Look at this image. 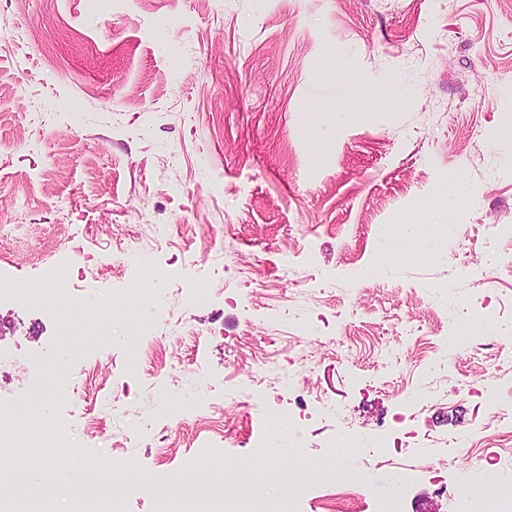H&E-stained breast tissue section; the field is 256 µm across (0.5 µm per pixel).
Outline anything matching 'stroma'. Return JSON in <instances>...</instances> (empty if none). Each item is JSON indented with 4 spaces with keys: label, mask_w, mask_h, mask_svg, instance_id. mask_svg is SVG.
<instances>
[{
    "label": "stroma",
    "mask_w": 512,
    "mask_h": 512,
    "mask_svg": "<svg viewBox=\"0 0 512 512\" xmlns=\"http://www.w3.org/2000/svg\"><path fill=\"white\" fill-rule=\"evenodd\" d=\"M510 123L512 0H0V225L16 227L0 235V277L17 290L0 305L16 354L0 398L65 392L59 445L36 484L11 486L14 512L43 493L70 512L69 476L96 512L105 461L124 512H169L161 475L197 480L200 512H244V498L224 501V468L244 465L268 424L247 407L266 360L333 406H309L306 445L281 455L269 494L306 477L298 512H373L368 489L324 475L325 445L347 430L378 439L413 394L420 455L340 454L393 478L446 448L444 483L414 481L401 512H460L459 478L499 443L470 453L457 439L484 414L477 390L511 381L512 364L480 336L443 374L423 371L460 309L512 301V237L490 238L512 226ZM394 224L460 233L427 261L378 258ZM137 242L158 246L172 280L145 285L158 316L128 384L120 328L64 359L57 336L69 300H115ZM56 267L70 298L50 312L28 291ZM193 280L216 289L210 305L181 292ZM296 321L326 334L294 345ZM201 372L221 409L203 423L159 415Z\"/></svg>",
    "instance_id": "35a3bbf8"
}]
</instances>
